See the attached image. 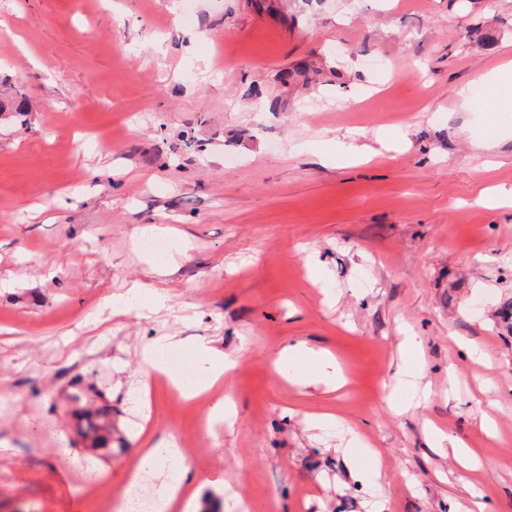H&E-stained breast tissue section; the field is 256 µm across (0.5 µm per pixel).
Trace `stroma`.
Returning <instances> with one entry per match:
<instances>
[{"label":"stroma","mask_w":512,"mask_h":512,"mask_svg":"<svg viewBox=\"0 0 512 512\" xmlns=\"http://www.w3.org/2000/svg\"><path fill=\"white\" fill-rule=\"evenodd\" d=\"M510 60L512 0H0V512H100L219 398L187 512H512V203L485 199L512 190V76L461 96ZM159 337L237 367L188 400L146 371ZM298 342L346 385H292ZM354 439L355 442L347 454L349 465L355 470H362L361 461L364 458L367 462V470L364 472L371 481L375 482L380 466L379 453L376 449L368 447L357 435H354ZM446 440H448V447L452 448L454 457L463 468L471 471L478 470V465L475 463L470 449L465 447L462 440L458 438L437 437L432 441L433 447L439 448L440 450L445 448L444 442H446ZM162 443V442H161ZM161 443L152 444L148 446H144V448H138V460L136 469L128 474L127 478V488H131L138 483L140 474L147 468L152 467L156 460L159 457L163 456L165 453L170 452L173 448H161Z\"/></svg>","instance_id":"35a3bbf8"}]
</instances>
